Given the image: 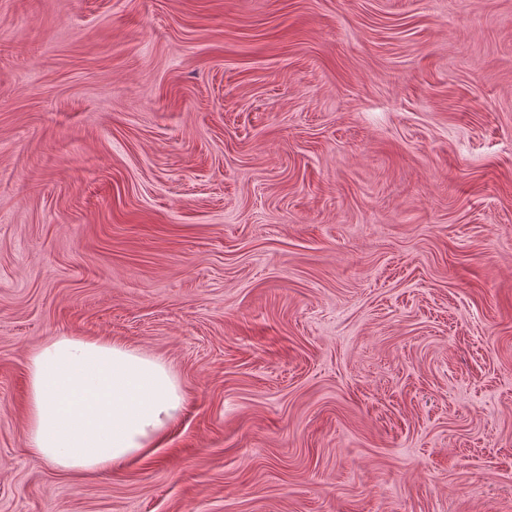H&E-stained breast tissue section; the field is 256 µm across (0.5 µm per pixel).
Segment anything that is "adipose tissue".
Masks as SVG:
<instances>
[{"mask_svg": "<svg viewBox=\"0 0 512 512\" xmlns=\"http://www.w3.org/2000/svg\"><path fill=\"white\" fill-rule=\"evenodd\" d=\"M26 446L55 466L102 471L163 447L185 408L172 368L120 342L59 336L27 366Z\"/></svg>", "mask_w": 512, "mask_h": 512, "instance_id": "adipose-tissue-1", "label": "adipose tissue"}]
</instances>
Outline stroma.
Listing matches in <instances>:
<instances>
[{
    "mask_svg": "<svg viewBox=\"0 0 512 512\" xmlns=\"http://www.w3.org/2000/svg\"><path fill=\"white\" fill-rule=\"evenodd\" d=\"M57 336L163 448L30 454ZM0 512H512V0H0ZM27 377L26 446L68 471L163 448L185 408L172 368L120 342L58 336L32 353Z\"/></svg>",
    "mask_w": 512,
    "mask_h": 512,
    "instance_id": "obj_1",
    "label": "stroma"
}]
</instances>
